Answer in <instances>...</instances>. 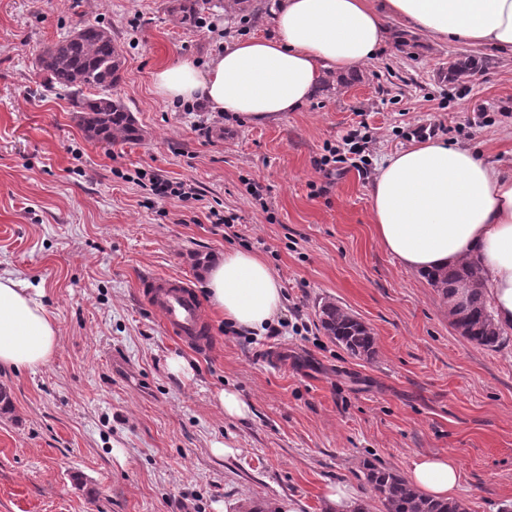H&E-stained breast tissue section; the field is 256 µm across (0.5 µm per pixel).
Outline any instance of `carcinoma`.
<instances>
[{"label": "carcinoma", "instance_id": "carcinoma-1", "mask_svg": "<svg viewBox=\"0 0 512 512\" xmlns=\"http://www.w3.org/2000/svg\"><path fill=\"white\" fill-rule=\"evenodd\" d=\"M122 54L104 27L85 23L69 38L40 50L36 66L53 86L73 93L72 106L80 114L87 136L103 145L134 141L141 137L140 129L126 105L112 97V87L120 80ZM476 71L469 58L448 64V82L462 83ZM95 90L88 97L84 90ZM448 303L451 323L462 328L461 335L470 343L486 348L498 347L504 340L503 330L496 324L481 288L479 268L473 263L459 265L457 270L426 274ZM472 282L467 303L458 306L457 287ZM323 328L338 345L353 357H372L375 338L370 329L354 314L334 304L325 303L319 310ZM364 475L384 512H467L456 500H434L419 494L399 473L369 462Z\"/></svg>", "mask_w": 512, "mask_h": 512}]
</instances>
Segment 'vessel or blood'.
<instances>
[{"label": "vessel or blood", "mask_w": 512, "mask_h": 512, "mask_svg": "<svg viewBox=\"0 0 512 512\" xmlns=\"http://www.w3.org/2000/svg\"><path fill=\"white\" fill-rule=\"evenodd\" d=\"M138 287L170 335L184 345L207 348L206 314L185 278L146 273L140 276Z\"/></svg>", "instance_id": "obj_1"}]
</instances>
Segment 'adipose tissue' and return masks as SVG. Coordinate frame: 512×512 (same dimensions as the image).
<instances>
[{"instance_id":"ef3b65f1","label":"adipose tissue","mask_w":512,"mask_h":512,"mask_svg":"<svg viewBox=\"0 0 512 512\" xmlns=\"http://www.w3.org/2000/svg\"><path fill=\"white\" fill-rule=\"evenodd\" d=\"M273 26L271 36L226 44L206 69L184 59L158 70V94L262 123L300 111L324 75L373 62L401 29L512 55V0H280ZM369 197L386 252L419 273L476 263L498 326L512 328V170L429 138L385 157ZM203 289L239 329L264 332L282 309L278 277L245 251L208 264ZM42 296L0 274V366L33 372L56 356L58 327ZM458 480L445 455H420L407 474L436 500L449 498Z\"/></svg>"}]
</instances>
